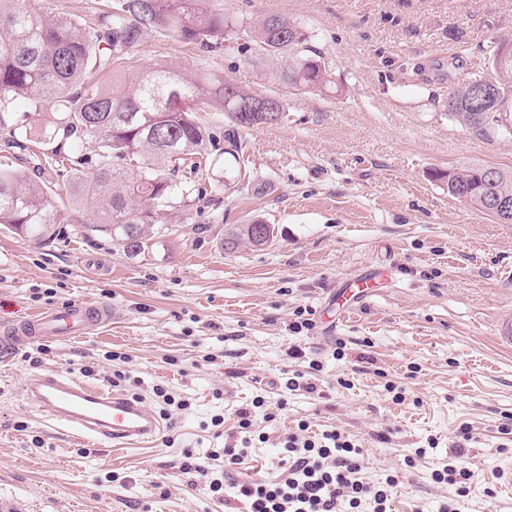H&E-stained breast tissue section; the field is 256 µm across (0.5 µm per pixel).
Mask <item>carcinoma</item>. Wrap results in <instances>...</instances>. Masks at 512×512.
Wrapping results in <instances>:
<instances>
[{
  "instance_id": "carcinoma-1",
  "label": "carcinoma",
  "mask_w": 512,
  "mask_h": 512,
  "mask_svg": "<svg viewBox=\"0 0 512 512\" xmlns=\"http://www.w3.org/2000/svg\"><path fill=\"white\" fill-rule=\"evenodd\" d=\"M161 34L210 51L234 35L250 44L255 60L284 59L277 78L302 91L327 92L331 80L323 58L310 50L307 35L288 18L270 14L245 22L211 5V0H112L91 23L64 14L42 16L32 0H0V128L11 155H0V229L22 239L54 241L61 236L49 200L51 188L40 180L45 166L65 174L72 209H92L102 233L131 256L141 254L151 233L163 229L175 210L191 206L193 189L178 177L198 173L209 163L208 147L224 143L222 154L241 151L238 131L278 122L285 105L260 97L222 76L181 72L157 64L140 72L131 86L100 84L127 67L141 41ZM448 117L467 131L489 137L507 131L491 127L482 115L512 125V46L492 43L486 72L448 94ZM51 109L53 120L35 124L30 114ZM219 110L228 120L217 138L203 114ZM95 144L82 152L84 142ZM28 152L35 166L19 168L14 159ZM466 166L446 174L448 195L463 193L477 210L493 214L490 204L512 200V172ZM264 228L260 220L235 224L224 250L253 244Z\"/></svg>"
}]
</instances>
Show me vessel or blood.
I'll list each match as a JSON object with an SVG mask.
<instances>
[{
	"mask_svg": "<svg viewBox=\"0 0 512 512\" xmlns=\"http://www.w3.org/2000/svg\"><path fill=\"white\" fill-rule=\"evenodd\" d=\"M113 314L105 303L76 302L22 319L12 334L23 343L73 339L109 323ZM25 392L61 431L79 438L133 447L162 430L161 422L141 402L91 387L53 369L31 375Z\"/></svg>",
	"mask_w": 512,
	"mask_h": 512,
	"instance_id": "b4317fda",
	"label": "vessel or blood"
}]
</instances>
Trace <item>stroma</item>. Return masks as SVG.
Returning <instances> with one entry per match:
<instances>
[{"label":"stroma","instance_id":"obj_1","mask_svg":"<svg viewBox=\"0 0 512 512\" xmlns=\"http://www.w3.org/2000/svg\"><path fill=\"white\" fill-rule=\"evenodd\" d=\"M215 4L239 19L299 24L330 66L332 91L289 87L234 38L210 54L158 36L137 47L133 71L221 74L286 110L242 131L239 159L192 176L200 202L173 214L140 255L91 232L96 213L72 212L51 169L42 179L64 219L61 240L0 231V333L76 301L114 309L91 334L0 350V512H225L230 492H211L184 463L212 467L211 452L233 444L239 411L257 397L253 447L232 481L275 480L282 446L304 422L366 449L363 482L399 474L393 512H437L455 499L463 512H512V345L499 338L512 324V224L449 197L446 178L470 164L512 170V137H479L448 117L449 92L483 70L491 42L512 37V0ZM253 218L274 225L272 244L225 253V228ZM374 275L372 295L338 307L347 281ZM300 309L312 327L296 333ZM293 345L305 359L288 357ZM312 358L322 364L315 392L288 390ZM46 368L137 397L161 432L133 448L60 433L23 390ZM119 368L130 379L116 386ZM157 384L188 408L163 415ZM466 428L474 438L464 443ZM459 442L472 474L462 500L431 479Z\"/></svg>","mask_w":512,"mask_h":512}]
</instances>
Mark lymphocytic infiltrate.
Wrapping results in <instances>:
<instances>
[{
    "mask_svg": "<svg viewBox=\"0 0 512 512\" xmlns=\"http://www.w3.org/2000/svg\"><path fill=\"white\" fill-rule=\"evenodd\" d=\"M251 410L239 414L238 436L224 451V465L205 469L212 492L224 488L226 468L241 464L252 443ZM283 472L273 482L248 481L237 486V499L248 512H391L390 490L396 476L376 484L360 481L364 450L338 429L318 435L289 434L284 443Z\"/></svg>",
    "mask_w": 512,
    "mask_h": 512,
    "instance_id": "f902f5d3",
    "label": "lymphocytic infiltrate"
}]
</instances>
